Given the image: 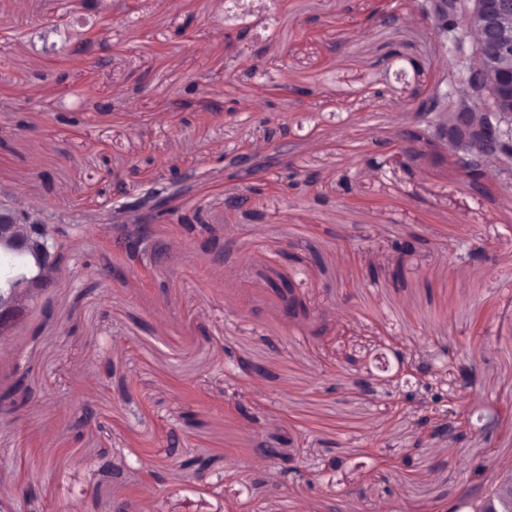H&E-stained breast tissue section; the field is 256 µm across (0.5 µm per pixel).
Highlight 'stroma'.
Here are the masks:
<instances>
[{
    "label": "stroma",
    "mask_w": 512,
    "mask_h": 512,
    "mask_svg": "<svg viewBox=\"0 0 512 512\" xmlns=\"http://www.w3.org/2000/svg\"><path fill=\"white\" fill-rule=\"evenodd\" d=\"M374 2L0 0V194L32 197L70 236L0 335V393L20 378L31 390L0 406V512H111L148 483L153 512H442L463 462L512 463V414L480 420L512 407V188L484 195L401 155L439 53L420 15L358 34ZM90 34L97 57L74 60ZM283 142L292 173L250 178L253 208L225 209L240 189L225 156ZM116 174L137 191L188 176L177 204L204 227L157 224L161 254L130 264L112 232ZM210 235L231 251L202 252ZM413 237L394 282L393 244ZM466 238L489 261L461 256ZM279 278L307 316H285L268 285ZM440 352L426 380L399 368ZM470 365L464 410L429 407ZM425 416L462 433L429 438ZM267 435L295 472L256 465ZM173 436L182 458H213L204 479L173 464ZM105 459L128 469L105 480Z\"/></svg>",
    "instance_id": "stroma-1"
}]
</instances>
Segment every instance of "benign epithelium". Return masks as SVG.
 Segmentation results:
<instances>
[{"instance_id": "7a95c632", "label": "benign epithelium", "mask_w": 512, "mask_h": 512, "mask_svg": "<svg viewBox=\"0 0 512 512\" xmlns=\"http://www.w3.org/2000/svg\"><path fill=\"white\" fill-rule=\"evenodd\" d=\"M421 12L433 23L435 37L448 42V48L463 65L465 75L451 89L452 105L430 112L415 113L416 122L440 140L445 149L478 166L480 188L488 180L486 167L496 165L499 180L512 169V0H421ZM453 15L456 25L448 29L444 21ZM483 89L491 91L494 105L474 111L471 96ZM288 145L268 152L243 148L231 157L227 167L252 176L268 169H288ZM174 190L151 188L135 193L118 175L112 176L115 208L127 213L144 209L142 198L154 212L169 210ZM68 246L64 231L52 224L41 207H21L11 198L0 199V254L33 262L36 274L11 272L0 289V328L13 319L14 312L30 306L33 292L47 280L60 255ZM475 512H512V471L502 474L489 493L474 500Z\"/></svg>"}]
</instances>
